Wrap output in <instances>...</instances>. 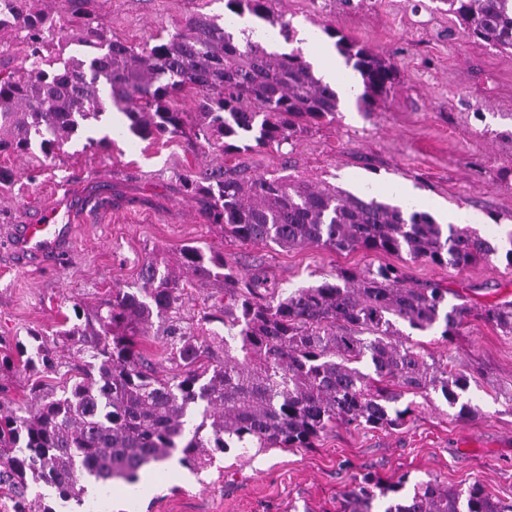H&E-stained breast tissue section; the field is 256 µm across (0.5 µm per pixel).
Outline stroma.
Listing matches in <instances>:
<instances>
[{
  "mask_svg": "<svg viewBox=\"0 0 512 512\" xmlns=\"http://www.w3.org/2000/svg\"><path fill=\"white\" fill-rule=\"evenodd\" d=\"M60 26L54 43L63 57L88 58L94 47L66 26L65 0H41ZM294 29L318 39L308 56L332 52L323 32L333 24L350 38L392 58L401 81L383 111L364 118L346 104L336 121L301 134L294 146L224 153L203 139L116 138L109 147L74 137L55 158L0 156L12 181L0 185V336L26 340L50 332L73 303L133 281L140 264L182 246H214L240 273L258 274L289 293L333 279L341 269L402 263V256L336 252L318 246L282 249L225 238L207 223L180 177L224 168L245 176L289 174L346 191L392 200L411 189L438 223L468 219L500 249L512 245V52L465 37L441 0H276ZM109 36L146 43L189 15H224V0H98ZM59 209L71 224L70 259L36 263L11 249L13 227ZM414 280H435L479 307L512 300L505 259L465 268L412 263ZM458 363L481 369L484 387L463 401L478 414L462 420L441 395L418 400L407 424L393 431L333 429L316 447L249 449L224 455L194 472L178 461L144 472L137 486L94 490L96 512H333L336 500L364 469L391 478L410 473L450 486L481 483L512 500V406L493 386L512 380V336L472 322L456 343Z\"/></svg>",
  "mask_w": 512,
  "mask_h": 512,
  "instance_id": "35a3bbf8",
  "label": "stroma"
}]
</instances>
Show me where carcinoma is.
Masks as SVG:
<instances>
[{"mask_svg":"<svg viewBox=\"0 0 512 512\" xmlns=\"http://www.w3.org/2000/svg\"><path fill=\"white\" fill-rule=\"evenodd\" d=\"M483 45L512 50V0H439ZM70 24L100 53L63 61L48 53L54 16L34 0H0V35L19 36L24 63L7 67L11 44L0 41V155L44 157L61 150L107 106L145 140L193 135L229 154L251 145L294 143L309 126L334 121L341 98L299 49L278 53L265 42L295 31L273 0H226L231 14L252 15L269 29L237 39L215 16L197 13L156 43L140 46L89 27L92 0H67ZM336 52L360 78L364 116L386 103L399 83L396 63L327 25ZM189 97L193 111L175 100ZM186 194L210 224L241 244L330 251L404 253L409 261L466 267L499 258L472 228L444 226L425 212L355 195L290 175L249 179L221 169L182 177ZM220 284L224 305L195 323L182 321L185 288ZM451 289L417 283L406 266L342 269L335 281L287 295L259 276L248 279L224 252L185 245L173 257H148L136 279L94 305H72L73 317L50 334L33 331L15 352L0 350V373L67 376L62 388H34L24 406L0 409V488L13 512L35 507L40 483L81 506L88 487L134 485L151 463L179 454L198 471L234 449L312 448L328 430H388L404 425L412 394L441 393L453 406L478 370L424 350L404 332L438 333L443 344L464 335L470 317L512 335V300L477 313L451 304ZM155 329L172 372L160 374L137 350ZM409 474L386 480L365 470L352 476L336 512H512L480 483L465 489L438 479L407 488Z\"/></svg>","mask_w":512,"mask_h":512,"instance_id":"cac0c4a2","label":"carcinoma"}]
</instances>
